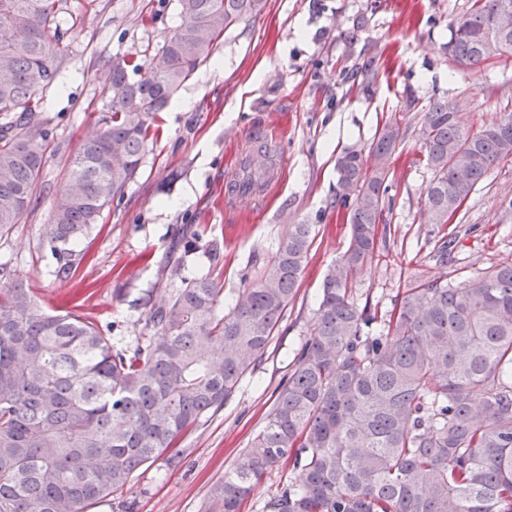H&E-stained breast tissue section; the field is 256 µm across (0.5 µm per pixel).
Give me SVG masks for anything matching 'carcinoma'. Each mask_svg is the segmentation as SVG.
<instances>
[{
  "mask_svg": "<svg viewBox=\"0 0 512 512\" xmlns=\"http://www.w3.org/2000/svg\"><path fill=\"white\" fill-rule=\"evenodd\" d=\"M180 24L145 64L113 61L108 115L85 138L52 204L43 241L68 281L81 241L139 174L158 114L212 53L224 31L264 0H177ZM512 0H472L448 23L445 51L460 69L512 54ZM63 0H0V240L29 208L46 161L43 92L64 58ZM144 71L137 81L128 70ZM399 121L336 159V205L349 210L346 251L329 270L311 337L266 422L236 465L213 482L202 512H241L257 481L285 464L295 480L263 512H512V262L452 284L456 237H442L426 273L380 315L359 306L354 277L380 256L388 162ZM418 136L433 177L429 224H446L488 172L512 159V110L474 128L455 105L421 109ZM250 140L228 194L259 195L274 178ZM314 225L292 224L224 311V289L181 274L197 250L221 245L186 224L161 270L172 287L145 302L132 347L112 327L48 310L20 286L0 288V512H90L224 407L261 359L296 295Z\"/></svg>",
  "mask_w": 512,
  "mask_h": 512,
  "instance_id": "carcinoma-1",
  "label": "carcinoma"
}]
</instances>
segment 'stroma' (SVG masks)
Instances as JSON below:
<instances>
[{
  "label": "stroma",
  "mask_w": 512,
  "mask_h": 512,
  "mask_svg": "<svg viewBox=\"0 0 512 512\" xmlns=\"http://www.w3.org/2000/svg\"><path fill=\"white\" fill-rule=\"evenodd\" d=\"M176 0H66L81 16L65 33L64 64L44 94L51 131L47 162L32 206L8 239L0 263L45 306L66 302L131 341L143 328V302L168 287L159 261L183 225H200L224 244V262L204 252L186 257L185 277L209 274L232 305L245 276L275 252L289 225L312 224L301 286L261 361L252 365L221 410L207 416L173 450L93 512H200L210 484L233 467L263 427L295 352L310 336L323 279L345 251L348 212L337 207L336 158L370 141L391 119L410 129L391 165L382 221L381 258L352 281L358 304L391 309L397 292L428 272L434 241L457 234L448 280L512 260V160L494 167L447 226L426 223L422 194L432 178L413 123L443 99L473 125L512 103V56L459 72L442 46L448 23L471 0H267L263 11L229 28L211 57L180 87L191 106L161 112L138 177L116 196L87 237L89 257L69 282L42 240L65 171L106 112L115 57L145 61L179 24ZM264 74H257V67ZM272 128L286 164L266 194L228 203L225 184L253 131Z\"/></svg>",
  "instance_id": "stroma-1"
}]
</instances>
